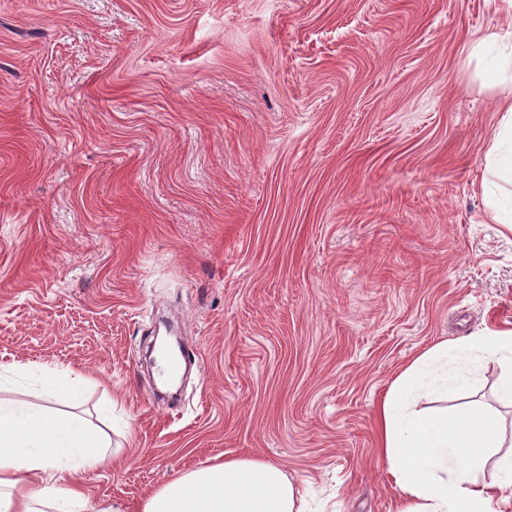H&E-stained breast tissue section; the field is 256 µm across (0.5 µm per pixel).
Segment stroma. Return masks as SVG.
I'll use <instances>...</instances> for the list:
<instances>
[{
	"mask_svg": "<svg viewBox=\"0 0 512 512\" xmlns=\"http://www.w3.org/2000/svg\"><path fill=\"white\" fill-rule=\"evenodd\" d=\"M501 0H0V398L103 428L91 506L232 458L315 512H393L376 409L421 351L512 323L475 178L498 100L462 45ZM198 359L180 404L139 349ZM497 362L449 409L512 422ZM71 371L46 370L43 375V383L48 388L50 394H68L74 389V384L79 377H71Z\"/></svg>",
	"mask_w": 512,
	"mask_h": 512,
	"instance_id": "obj_1",
	"label": "stroma"
}]
</instances>
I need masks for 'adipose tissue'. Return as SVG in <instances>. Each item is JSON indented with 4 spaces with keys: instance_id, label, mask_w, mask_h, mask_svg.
Returning a JSON list of instances; mask_svg holds the SVG:
<instances>
[{
    "instance_id": "1",
    "label": "adipose tissue",
    "mask_w": 512,
    "mask_h": 512,
    "mask_svg": "<svg viewBox=\"0 0 512 512\" xmlns=\"http://www.w3.org/2000/svg\"><path fill=\"white\" fill-rule=\"evenodd\" d=\"M483 80L498 96V119L480 187L496 223L511 225L512 41L487 60ZM488 358L512 371V328L437 343L390 382L377 409V447L401 493L396 512H499L512 502V448L496 414L420 405L454 395ZM111 458L110 441L82 420L0 399V512H90L83 474ZM139 512L306 510L280 466L239 458L174 477Z\"/></svg>"
}]
</instances>
